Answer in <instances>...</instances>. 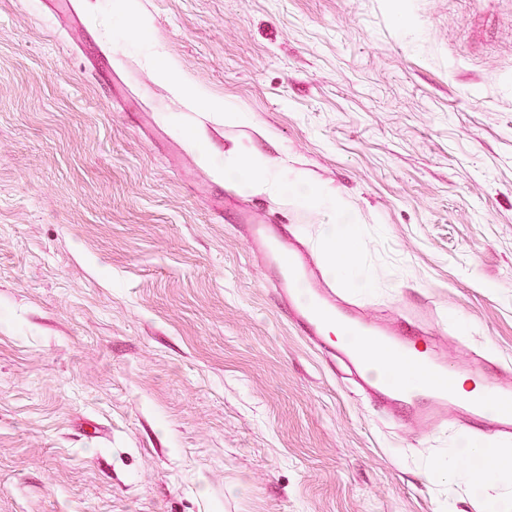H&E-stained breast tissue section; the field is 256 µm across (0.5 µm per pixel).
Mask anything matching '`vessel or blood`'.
Returning <instances> with one entry per match:
<instances>
[{
  "label": "vessel or blood",
  "mask_w": 512,
  "mask_h": 512,
  "mask_svg": "<svg viewBox=\"0 0 512 512\" xmlns=\"http://www.w3.org/2000/svg\"><path fill=\"white\" fill-rule=\"evenodd\" d=\"M240 225L289 322L328 358H341L374 406L399 412L405 428L420 431L446 427L449 409L459 405L469 421L481 423L503 439H512L511 374L495 379L484 396L458 404L453 395L454 377L446 362L437 357L422 318L372 321L323 273L291 225L257 222L247 211L242 212ZM336 324L351 338L332 345L326 337ZM383 357L415 367L417 377L394 383L379 378L374 368Z\"/></svg>",
  "instance_id": "obj_1"
}]
</instances>
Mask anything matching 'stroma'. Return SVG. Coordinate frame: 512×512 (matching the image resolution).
I'll list each match as a JSON object with an SVG mask.
<instances>
[{
  "label": "stroma",
  "mask_w": 512,
  "mask_h": 512,
  "mask_svg": "<svg viewBox=\"0 0 512 512\" xmlns=\"http://www.w3.org/2000/svg\"><path fill=\"white\" fill-rule=\"evenodd\" d=\"M71 3L0 0V512L512 501L471 451L512 441L405 432L238 227L351 263L370 318L426 310L454 373L512 367V0Z\"/></svg>",
  "instance_id": "stroma-1"
}]
</instances>
